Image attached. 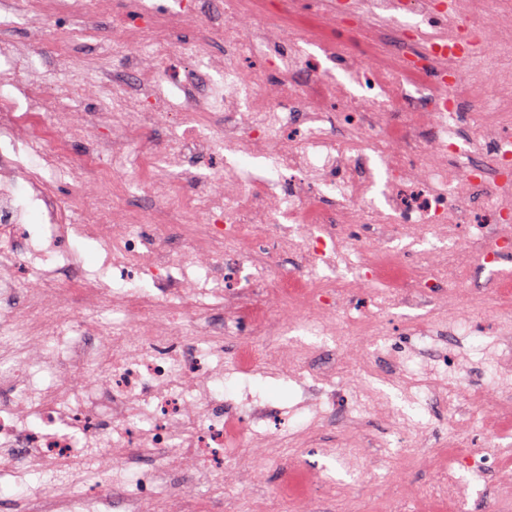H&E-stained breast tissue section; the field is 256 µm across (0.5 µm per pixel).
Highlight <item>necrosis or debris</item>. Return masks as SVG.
<instances>
[{
    "instance_id": "4bbe7bcc",
    "label": "necrosis or debris",
    "mask_w": 512,
    "mask_h": 512,
    "mask_svg": "<svg viewBox=\"0 0 512 512\" xmlns=\"http://www.w3.org/2000/svg\"><path fill=\"white\" fill-rule=\"evenodd\" d=\"M497 2L489 18L485 0H137L115 17L108 0H0V30L28 29L0 43V481L21 489L19 512H237L250 466L225 448L247 426L253 448L283 445L245 386L262 369L311 367L302 445L353 467L336 446V379L371 373L372 339L399 308L421 310L405 327L428 359L395 353L393 382L466 395L493 435L512 431V0ZM48 19L61 57L108 33L123 62L89 83L84 111L58 94L63 71L43 69ZM310 45L342 77L313 67ZM174 57L189 66L172 78ZM72 171L111 182V201L78 217L54 188ZM76 237L101 245L96 273ZM476 262L493 269L478 289ZM464 291L500 313L486 382L457 352L473 333ZM233 379L242 389L226 392ZM466 446L434 442L428 482L391 512H465L471 475L512 495V450ZM283 468L252 512L335 502L329 477L295 457Z\"/></svg>"
}]
</instances>
